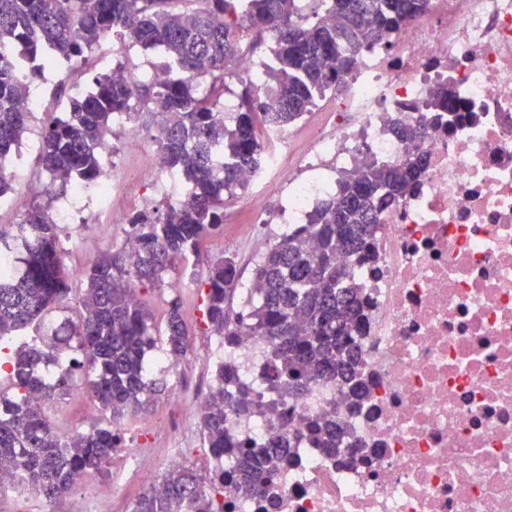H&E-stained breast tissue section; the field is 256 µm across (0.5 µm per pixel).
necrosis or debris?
<instances>
[{"mask_svg":"<svg viewBox=\"0 0 512 512\" xmlns=\"http://www.w3.org/2000/svg\"><path fill=\"white\" fill-rule=\"evenodd\" d=\"M453 104L419 144L413 189L387 210L372 260L338 262L361 290L362 398L332 381L294 400L268 389L265 340L243 334L235 364L261 409L226 410L241 442L289 434L288 464L254 495L224 493V512H512V0H428L423 15L364 51L343 97L323 98L299 164L286 177L293 131L264 128L263 162L243 172L288 183V222L303 224L334 195L361 154L398 163V116L426 114L434 90ZM97 153L110 176L61 203L59 223L98 198L102 218L126 175L111 143ZM333 418L343 449L310 437Z\"/></svg>","mask_w":512,"mask_h":512,"instance_id":"necrosis-or-debris-1","label":"necrosis or debris"}]
</instances>
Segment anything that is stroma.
<instances>
[{
	"instance_id": "stroma-1",
	"label": "stroma",
	"mask_w": 512,
	"mask_h": 512,
	"mask_svg": "<svg viewBox=\"0 0 512 512\" xmlns=\"http://www.w3.org/2000/svg\"><path fill=\"white\" fill-rule=\"evenodd\" d=\"M124 63L133 70L147 72L163 62V55L152 50L126 49L118 44L112 50L110 60L93 65L91 74L80 77L69 76L68 66H61L55 79L48 84L35 81V88L45 89L53 104L46 111L34 113L29 121L30 136H40L46 123L56 117L55 101L67 99L73 95L76 85H90L92 73L104 72L112 64ZM252 189L241 191L237 198L229 202L224 211V232L208 239L201 250L198 261L179 262L166 275L165 283L159 288L146 289L142 298L150 307L155 320H162L167 302L172 296H179L185 320L191 331L190 345L186 359L178 369L172 370L159 365L153 370L154 376L164 377L166 381L181 378L186 386H194L197 380L213 381L215 361L212 348L215 335L205 330L202 322V297L198 292L202 279L206 275L208 264L233 256L237 263L240 285H247L252 278L254 264L258 259L251 246L255 237L274 240L282 233L278 224H250L246 217L252 205ZM63 237L72 241L67 248L64 262L70 269H78L92 257L101 255L119 245L125 235L121 224H100L96 221L93 208L81 210L76 223L64 225ZM175 395L174 388H167L164 394L150 399L137 421L130 423L125 433V445L129 448L144 449L149 459L161 461L166 454L167 442L153 433L155 425L168 413L169 404ZM57 424L61 433L74 430H89L95 425L101 412L87 397L64 396L57 401ZM89 480L111 486L112 496L101 506V512H127L141 488L125 466L124 457H114L111 464L102 472H92ZM0 512H86V504L80 491H73L53 504H45L42 497L31 492L12 493L0 497Z\"/></svg>"
}]
</instances>
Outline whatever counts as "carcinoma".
Segmentation results:
<instances>
[{"label":"carcinoma","instance_id":"carcinoma-1","mask_svg":"<svg viewBox=\"0 0 512 512\" xmlns=\"http://www.w3.org/2000/svg\"><path fill=\"white\" fill-rule=\"evenodd\" d=\"M188 1L196 7L183 9L176 0H0V46L12 50L0 54L1 165L21 142L30 116L23 107L30 86L12 56L25 58L30 74L38 75L52 58L85 63L100 38L117 31L142 49L160 50L179 73L164 83L98 73L86 94L69 98L65 117L41 134L37 160L51 177L46 193L63 195L77 181L91 184L104 176L94 147L109 139L112 118L156 122L160 161L189 195L162 213L143 209L129 218L126 235L135 255L123 246L79 271L69 269L60 250L61 227L39 205L27 208L14 235L0 231L1 247L25 253L20 277H0V351H6L0 373L12 391H0V460L15 462L23 488L49 502L109 464L124 445L126 420L166 388L146 361L156 335L176 362L186 357L190 330L179 296L167 301L161 329L139 290L162 286L169 268L199 256L202 243L224 231V203L247 187L240 171L261 165L262 126L293 125L325 94L344 92L361 51L386 41L426 2L312 0L315 7L302 15L299 0H181ZM246 32L271 41L273 64L258 80L235 74ZM233 74L241 93L226 121V78ZM434 122L423 116L394 124L393 134L406 148L402 162L365 155L354 170L340 173L336 193L261 255L253 270L259 296L248 310L230 306L239 286L235 260L226 256L208 265L205 324L226 350L245 332L264 338L275 363L267 376L270 389L300 398L312 384L330 379L358 394L360 348L353 333L359 329V288L336 255L369 260L374 226L382 210L411 189L423 166L418 143ZM76 279L82 285L76 319L63 321V336L42 332L49 314L66 307ZM74 352L82 357V388L97 401L102 419L63 438L31 398L52 402L72 390ZM215 379L214 399L224 401V383L234 382L235 408H256L252 389L238 383L233 365L219 363ZM200 431L214 459L236 456L230 483L237 491L256 492L278 474L284 438L246 450L224 428V407L212 403L201 411ZM308 431L321 447L340 450L336 422L313 421ZM160 484V492L141 493L131 512H224L222 474L204 479L182 464Z\"/></svg>","mask_w":512,"mask_h":512}]
</instances>
